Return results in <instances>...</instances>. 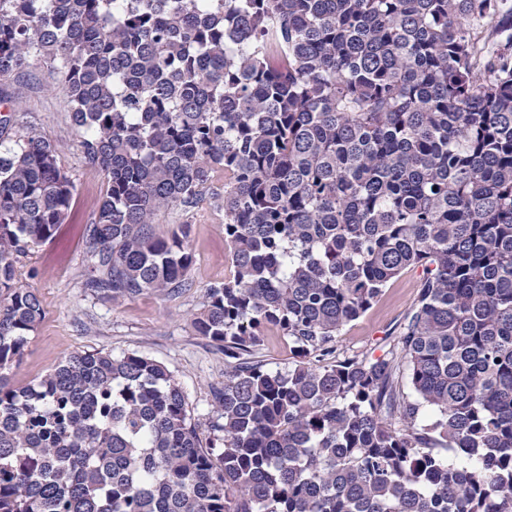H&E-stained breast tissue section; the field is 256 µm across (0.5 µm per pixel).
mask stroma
<instances>
[{
	"label": "stroma",
	"mask_w": 512,
	"mask_h": 512,
	"mask_svg": "<svg viewBox=\"0 0 512 512\" xmlns=\"http://www.w3.org/2000/svg\"><path fill=\"white\" fill-rule=\"evenodd\" d=\"M0 106L14 111L20 121L40 127L55 142L60 164L75 183L72 210L64 224L50 241L21 260L22 283L38 295L44 318L20 361L9 370L12 384L31 383L74 352L144 353L173 372L201 425V437H208L211 390L223 385L226 365L223 353L196 333L191 319L205 304L208 289L230 274L223 181L207 184L193 207L176 205L157 219L155 229L161 234L182 224L190 228L194 262L187 289L169 294L144 292L118 302L93 298L82 288L88 252L84 228L94 219L104 175L84 165L67 99L46 66L36 65L23 79L0 83ZM419 289V270L409 269L392 279L373 306L342 330L339 350L380 352L398 336Z\"/></svg>",
	"instance_id": "obj_1"
}]
</instances>
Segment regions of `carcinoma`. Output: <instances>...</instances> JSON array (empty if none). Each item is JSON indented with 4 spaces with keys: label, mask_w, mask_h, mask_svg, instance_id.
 I'll use <instances>...</instances> for the list:
<instances>
[{
    "label": "carcinoma",
    "mask_w": 512,
    "mask_h": 512,
    "mask_svg": "<svg viewBox=\"0 0 512 512\" xmlns=\"http://www.w3.org/2000/svg\"><path fill=\"white\" fill-rule=\"evenodd\" d=\"M506 2L0 0V81L50 67L105 176L85 293L187 287V233L153 224L221 177L231 261L193 319L227 365L207 441L143 353L14 386L44 317L18 263L74 181L0 118V512H512ZM410 267L396 339L340 355ZM269 330L284 372L260 359ZM260 356L271 369H288V365L293 361L288 340L275 332L267 334Z\"/></svg>",
    "instance_id": "carcinoma-1"
}]
</instances>
